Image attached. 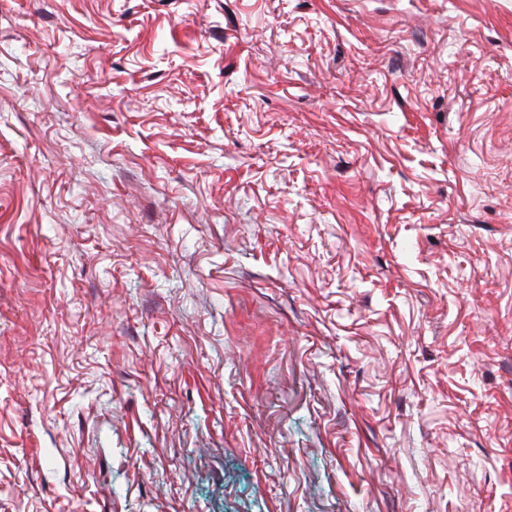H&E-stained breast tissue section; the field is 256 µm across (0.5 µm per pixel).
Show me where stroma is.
<instances>
[{
	"mask_svg": "<svg viewBox=\"0 0 512 512\" xmlns=\"http://www.w3.org/2000/svg\"><path fill=\"white\" fill-rule=\"evenodd\" d=\"M0 512H512V0H0Z\"/></svg>",
	"mask_w": 512,
	"mask_h": 512,
	"instance_id": "1",
	"label": "stroma"
}]
</instances>
